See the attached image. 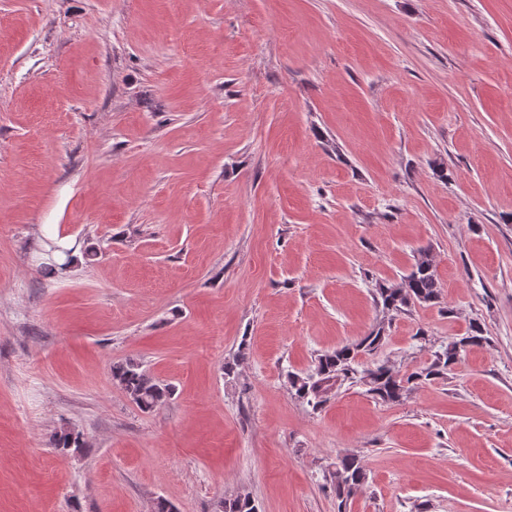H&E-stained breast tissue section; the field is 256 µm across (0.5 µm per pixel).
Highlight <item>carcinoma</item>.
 <instances>
[{
    "mask_svg": "<svg viewBox=\"0 0 512 512\" xmlns=\"http://www.w3.org/2000/svg\"><path fill=\"white\" fill-rule=\"evenodd\" d=\"M439 296L440 286L434 260L425 250L419 252L413 269L400 283L382 284L375 293L377 304L389 314L402 312L415 302H435ZM384 333V328L380 326L355 344L344 345L319 355L312 370L306 374L287 373L291 393L295 398L318 409L328 401V395L338 381L352 380L366 386L367 392L378 401L385 404L399 403L417 385L446 375L467 348L481 346L487 341L482 327L475 324L468 335L435 351L434 359L428 365L404 373L386 361L359 368L357 357L380 349L386 339ZM112 380L143 411L153 410L173 395L170 385L157 381L140 363L131 359L112 365ZM52 442L61 454L70 448L82 453L87 447L82 433L75 429L60 430L55 433ZM331 475L338 500L337 512H346L348 500L361 489L367 478L361 457L354 453L338 455ZM223 512H258V508L250 497L238 495L224 500Z\"/></svg>",
    "mask_w": 512,
    "mask_h": 512,
    "instance_id": "carcinoma-1",
    "label": "carcinoma"
}]
</instances>
